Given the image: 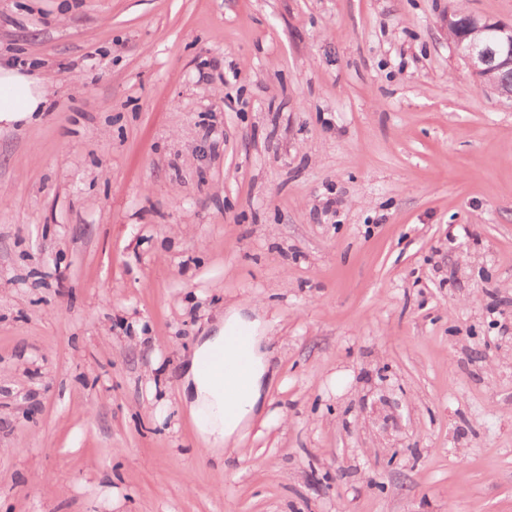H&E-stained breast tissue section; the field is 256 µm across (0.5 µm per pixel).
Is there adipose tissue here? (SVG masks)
<instances>
[{
	"label": "adipose tissue",
	"instance_id": "adipose-tissue-1",
	"mask_svg": "<svg viewBox=\"0 0 512 512\" xmlns=\"http://www.w3.org/2000/svg\"><path fill=\"white\" fill-rule=\"evenodd\" d=\"M47 86L21 68L0 66V125L31 123L45 111ZM267 323L230 308L222 325L211 336L198 340L185 366L182 384L190 393L187 402L197 431L206 445L217 449L240 440L244 431L263 414L268 383V364L263 349ZM249 335L250 359L243 374L216 384L203 370V362L217 347L239 331Z\"/></svg>",
	"mask_w": 512,
	"mask_h": 512
}]
</instances>
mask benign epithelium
<instances>
[{
	"mask_svg": "<svg viewBox=\"0 0 512 512\" xmlns=\"http://www.w3.org/2000/svg\"><path fill=\"white\" fill-rule=\"evenodd\" d=\"M469 26L485 33V37L462 47L460 43L467 38V32L464 31L454 44L463 54L471 71L482 77L491 70H505L512 77V23L472 14Z\"/></svg>",
	"mask_w": 512,
	"mask_h": 512,
	"instance_id": "1",
	"label": "benign epithelium"
}]
</instances>
